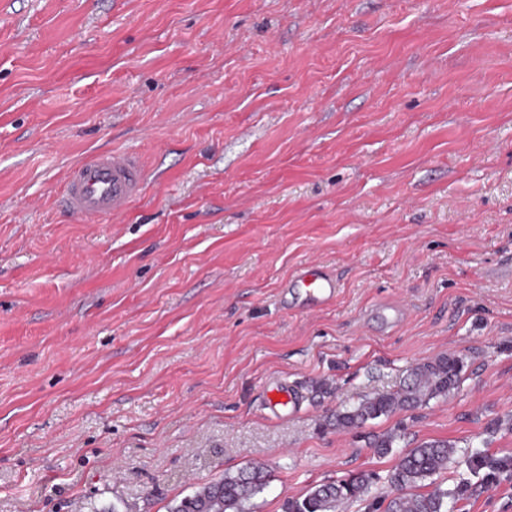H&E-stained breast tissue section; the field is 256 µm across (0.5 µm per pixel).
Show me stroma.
I'll use <instances>...</instances> for the list:
<instances>
[{
  "label": "stroma",
  "instance_id": "1",
  "mask_svg": "<svg viewBox=\"0 0 512 512\" xmlns=\"http://www.w3.org/2000/svg\"><path fill=\"white\" fill-rule=\"evenodd\" d=\"M108 148L144 196L61 212ZM309 263L335 300L286 307ZM509 264L512 0H0V512H170L252 464L246 512L351 475L339 512H512ZM444 354L448 395L337 426ZM146 183L138 153L113 148L96 151L67 170L59 205L68 215L85 221L123 217L140 199ZM453 453L454 448L445 441L422 443L402 456L391 481L401 489L415 487L419 482L447 469ZM448 493L436 489L431 493L413 495L411 497L398 496L393 498L388 506V512H445L444 498Z\"/></svg>",
  "mask_w": 512,
  "mask_h": 512
}]
</instances>
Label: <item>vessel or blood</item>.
Here are the masks:
<instances>
[{"mask_svg":"<svg viewBox=\"0 0 512 512\" xmlns=\"http://www.w3.org/2000/svg\"><path fill=\"white\" fill-rule=\"evenodd\" d=\"M146 183L138 153L100 150L67 170L59 205L68 215L85 221L119 218L130 212ZM290 285L313 298L329 300L337 292L338 281L324 266L313 263L297 270Z\"/></svg>","mask_w":512,"mask_h":512,"instance_id":"obj_1","label":"vessel or blood"}]
</instances>
